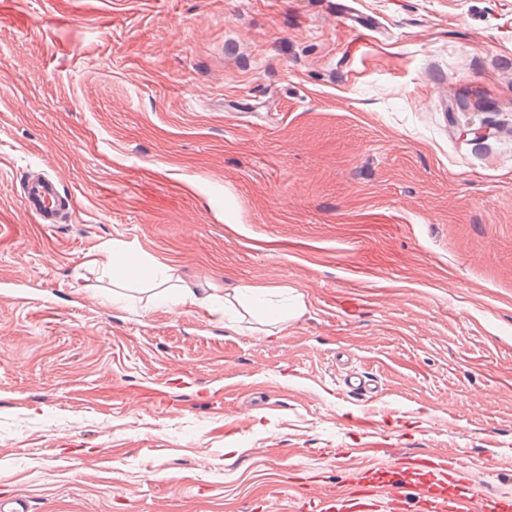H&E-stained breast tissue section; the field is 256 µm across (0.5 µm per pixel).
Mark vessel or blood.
<instances>
[{
    "mask_svg": "<svg viewBox=\"0 0 512 512\" xmlns=\"http://www.w3.org/2000/svg\"><path fill=\"white\" fill-rule=\"evenodd\" d=\"M22 205L25 214L38 224H55L59 221L62 209L60 193L57 185L49 178L39 175L27 179L22 195ZM420 468L438 472L448 481L456 482L457 490L454 496L445 502H438L431 485L422 483L407 488L396 483L391 491V508L393 512H403L405 494H412L418 503L430 504L433 512H475V494L469 485L457 483L456 477L460 465L456 457L441 458L430 455L419 459ZM318 506L321 512H378L377 499L363 489L346 493L336 492L335 495L320 500Z\"/></svg>",
    "mask_w": 512,
    "mask_h": 512,
    "instance_id": "vessel-or-blood-1",
    "label": "vessel or blood"
}]
</instances>
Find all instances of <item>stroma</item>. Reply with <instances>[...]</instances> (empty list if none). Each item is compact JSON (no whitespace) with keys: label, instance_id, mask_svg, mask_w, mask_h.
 Returning a JSON list of instances; mask_svg holds the SVG:
<instances>
[{"label":"stroma","instance_id":"obj_1","mask_svg":"<svg viewBox=\"0 0 512 512\" xmlns=\"http://www.w3.org/2000/svg\"><path fill=\"white\" fill-rule=\"evenodd\" d=\"M451 451L512 500V0H0V500L305 512ZM60 193L54 181L40 174L27 179L23 189L24 213L36 224H57L62 209ZM128 252L121 245H112V249H105L101 256H95L91 264L100 266L104 273L112 275L114 285H120L121 280L140 282H154L160 280L155 288L170 281H181L175 267L154 261L142 262L137 266H130L126 262Z\"/></svg>","mask_w":512,"mask_h":512}]
</instances>
